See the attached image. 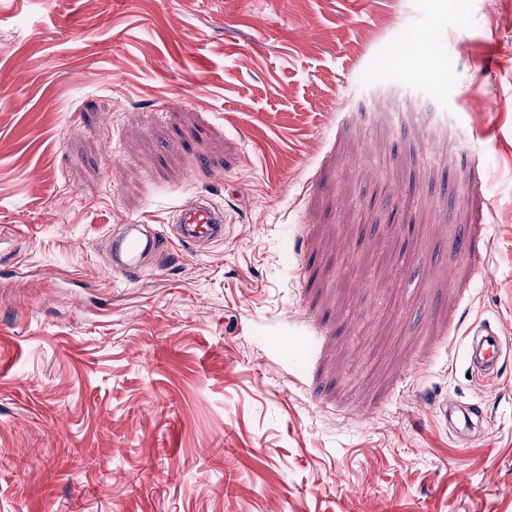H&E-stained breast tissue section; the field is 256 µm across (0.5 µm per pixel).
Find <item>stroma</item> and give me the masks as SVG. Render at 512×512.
<instances>
[{"label": "stroma", "instance_id": "obj_1", "mask_svg": "<svg viewBox=\"0 0 512 512\" xmlns=\"http://www.w3.org/2000/svg\"><path fill=\"white\" fill-rule=\"evenodd\" d=\"M199 194L223 241L113 275ZM482 319L512 340V0H0V512H512ZM129 231L120 239L112 241L115 259L113 271L124 274L140 266V260L146 252L152 251L158 243L157 237L151 234V228L145 224H129ZM464 335L471 370L487 376L499 374L505 347L499 328L486 320L472 325ZM440 412L448 420L451 430L457 435H465L474 430L482 422V412L474 405L459 406L456 404H442Z\"/></svg>", "mask_w": 512, "mask_h": 512}]
</instances>
